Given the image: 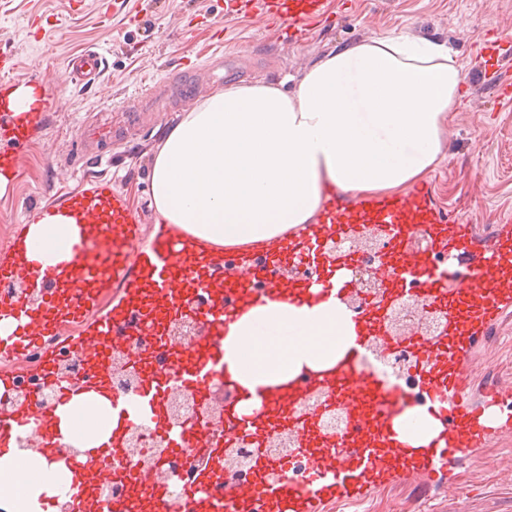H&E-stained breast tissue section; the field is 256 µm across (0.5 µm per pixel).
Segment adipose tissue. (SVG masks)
<instances>
[{
	"instance_id": "1",
	"label": "adipose tissue",
	"mask_w": 512,
	"mask_h": 512,
	"mask_svg": "<svg viewBox=\"0 0 512 512\" xmlns=\"http://www.w3.org/2000/svg\"><path fill=\"white\" fill-rule=\"evenodd\" d=\"M466 105L448 44L392 32L329 50L293 90L263 78L219 88L183 112L157 152L150 192L159 222L213 249L268 247L311 223L326 191L382 196L425 180L445 159L450 113ZM353 335L333 302L253 307L224 359L242 390L335 364ZM55 433L107 448L112 409L74 394ZM62 464L0 450V512H44L65 496Z\"/></svg>"
}]
</instances>
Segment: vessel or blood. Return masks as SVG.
Segmentation results:
<instances>
[{"label": "vessel or blood", "instance_id": "obj_1", "mask_svg": "<svg viewBox=\"0 0 512 512\" xmlns=\"http://www.w3.org/2000/svg\"><path fill=\"white\" fill-rule=\"evenodd\" d=\"M254 13L268 25L303 36L311 21L323 18L321 0H226L225 15ZM480 55L494 62L512 57V38L485 42ZM103 60L88 50L73 57L78 79L94 80ZM16 59L0 48V177L16 178L27 146L61 102L38 78L30 84L40 97L38 107L11 110L18 80ZM42 215L66 217L75 231L67 259L42 266L17 224L0 246V319L13 321L11 334L0 337V358L13 361L39 350L41 378L57 389L53 404L41 390L10 418L0 419V445L11 442L19 426L38 430L36 443L54 455L58 442L48 426L59 406L70 399L57 375L61 353L87 367L81 388H111L114 354L138 367L137 413L121 409L125 427L141 424L153 440L178 452L194 472L182 487L181 512H327L329 506L353 503L391 484L413 482L426 487L453 471L463 454H475L496 440L512 437V376L481 380V340L499 315L512 308V228L487 243L476 244L472 225L455 211L435 204L428 190L415 187L397 198H364L337 190L326 200L317 221L304 225L278 250L247 255L206 253L202 244L171 224L155 235L129 207L111 180L91 181L64 204L41 206ZM372 234L385 249L378 261L382 288L362 295L354 276L359 257L352 242ZM148 250H138L144 236ZM348 249L333 252L334 240ZM121 298L106 314L98 308L103 295ZM415 295L424 313L441 315L438 333L413 327L389 328L393 306ZM336 298L352 309L355 336L335 365L304 371L273 392H257L259 410L237 411L239 384L224 379V435L195 429L173 431L166 420L172 388L209 392L212 371L224 356L230 326L257 304L295 301L318 303ZM174 320H193L199 336L188 352L168 343L164 329ZM80 333H73V326ZM155 337L160 354L183 357L177 383L169 370L145 357L131 339ZM409 354L410 384L363 369L366 357L391 349ZM483 382V400L472 404L476 382ZM420 408L435 419L422 439L405 432L400 419ZM341 414L343 428L323 432L320 422ZM280 418L296 441L281 456L263 443L265 422ZM251 438V470L246 479L228 477L225 457L234 455L242 438ZM70 484L74 505L91 512H129V500L107 502L89 496L92 477L112 482V454L75 463ZM144 512H155L167 499L159 478L139 477Z\"/></svg>", "mask_w": 512, "mask_h": 512}]
</instances>
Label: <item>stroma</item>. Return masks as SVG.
<instances>
[{"label":"stroma","mask_w":512,"mask_h":512,"mask_svg":"<svg viewBox=\"0 0 512 512\" xmlns=\"http://www.w3.org/2000/svg\"><path fill=\"white\" fill-rule=\"evenodd\" d=\"M327 20L290 40L257 18H225V0H0V45L17 60L18 80L43 78L63 105L28 147V163L0 195V243L17 221H34L40 205L75 189L69 167L88 157V173L112 176L145 224L156 221L149 193L152 158L181 112L168 79L196 71L195 100L212 90L264 77L296 85L305 69L332 46L369 39L396 28L456 52L465 84H478L475 100L448 123L446 158L423 185L481 234L512 220V102L495 101L483 86L477 43L512 35V0H324ZM103 57L90 84L72 81L67 58L86 49ZM157 84V98L135 121L121 113L142 85ZM112 125V161L96 164L85 123ZM487 373H512V312L485 343ZM448 496L398 483L339 512H512V487L488 467L465 457Z\"/></svg>","instance_id":"35a3bbf8"}]
</instances>
